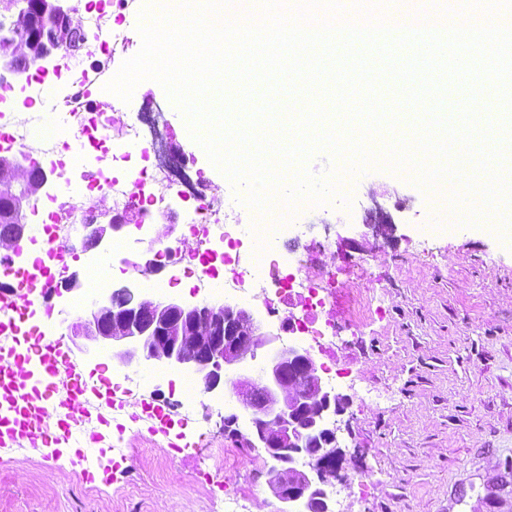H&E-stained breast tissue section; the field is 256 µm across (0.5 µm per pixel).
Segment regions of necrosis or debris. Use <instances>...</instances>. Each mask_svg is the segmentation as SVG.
Here are the masks:
<instances>
[{
  "instance_id": "necrosis-or-debris-1",
  "label": "necrosis or debris",
  "mask_w": 512,
  "mask_h": 512,
  "mask_svg": "<svg viewBox=\"0 0 512 512\" xmlns=\"http://www.w3.org/2000/svg\"><path fill=\"white\" fill-rule=\"evenodd\" d=\"M140 6L141 0H77L75 44H62L53 65L31 63L21 78L0 74L1 153L27 150L30 128L42 122L69 133L59 143L43 141L31 161L49 182L31 206L33 243L71 241L81 225L99 221L107 209L141 226L159 213L177 215L197 240L191 255L200 266L197 290L220 296L229 281L243 296L262 280L271 287L264 304L272 316L299 298L302 317L282 316L283 328L330 355L324 337L336 327V300L326 283L334 273L324 269L318 281L309 280L311 258L301 251L299 225L241 227L234 208L218 203L215 184L191 175L195 161L189 153L165 156L168 123L159 103L141 105L134 119L117 123L92 99V89L116 75L115 57L129 46L127 19ZM247 239L264 243L262 258L242 252Z\"/></svg>"
}]
</instances>
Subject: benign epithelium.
Listing matches in <instances>:
<instances>
[{"mask_svg": "<svg viewBox=\"0 0 512 512\" xmlns=\"http://www.w3.org/2000/svg\"><path fill=\"white\" fill-rule=\"evenodd\" d=\"M66 0H41L37 14L28 20L32 61L44 62L62 43L73 10ZM11 41L0 40V66L24 71ZM46 178L28 181L23 188L26 203L12 213L10 243L28 231L26 209L45 187ZM364 223L389 224L390 215L379 205L365 209ZM125 222L114 217L108 224H87L79 239L82 250L100 246L122 230ZM123 296L120 306L112 296L93 302L92 308L68 326L89 347H103L124 367L143 362L158 365L170 374L191 372L206 394L231 387L242 413L224 419V429L241 435L238 421L248 424L244 436L251 448L262 449L275 462L267 472V484L282 504L279 512H305L316 504L321 512H333L327 487L336 476L339 458L331 416L340 415L345 399L324 383L311 352L279 335L262 330L251 311L228 304H182L174 299L143 298L125 285L114 290ZM277 341L280 346L251 374L230 373L257 357V351ZM262 391L265 403L256 410L252 393Z\"/></svg>", "mask_w": 512, "mask_h": 512, "instance_id": "obj_1", "label": "benign epithelium"}]
</instances>
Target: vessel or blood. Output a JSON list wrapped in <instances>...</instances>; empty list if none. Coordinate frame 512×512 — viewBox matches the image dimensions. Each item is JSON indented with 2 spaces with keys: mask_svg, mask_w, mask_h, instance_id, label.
<instances>
[{
  "mask_svg": "<svg viewBox=\"0 0 512 512\" xmlns=\"http://www.w3.org/2000/svg\"><path fill=\"white\" fill-rule=\"evenodd\" d=\"M0 284L8 288L7 296L0 298V319L17 331L27 322L28 310L39 306L56 281L34 279L25 268L0 263ZM29 351L36 358L31 366L14 350L0 348V445L45 439L54 428L72 447L94 450L96 438L72 427L83 410L82 373L64 358L61 339L51 334L37 337Z\"/></svg>",
  "mask_w": 512,
  "mask_h": 512,
  "instance_id": "1",
  "label": "vessel or blood"
}]
</instances>
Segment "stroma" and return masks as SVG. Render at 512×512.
Segmentation results:
<instances>
[{
	"mask_svg": "<svg viewBox=\"0 0 512 512\" xmlns=\"http://www.w3.org/2000/svg\"><path fill=\"white\" fill-rule=\"evenodd\" d=\"M169 143L197 155V167L223 192L244 195L191 137L169 107ZM381 206L393 221L364 224ZM434 199L411 174L369 170L328 205H306L307 240L325 243L320 263L338 262L336 303L371 298L377 314L336 319V391L345 397L336 432L345 452L333 487L343 512H512V236L495 225L446 221L420 231ZM195 240L180 224L140 235L126 225L111 240L76 251L66 272L77 289L53 296L54 310L126 284V262L145 263L166 246ZM139 420L112 431L104 453L77 461L59 446L21 441L0 447V512H224V487L241 489L243 512H279L264 473L273 462L224 433L238 410L232 393L213 400L200 384L164 374L124 398ZM154 401L193 404L185 425L143 414Z\"/></svg>",
	"mask_w": 512,
	"mask_h": 512,
	"instance_id": "35a3bbf8",
	"label": "stroma"
}]
</instances>
